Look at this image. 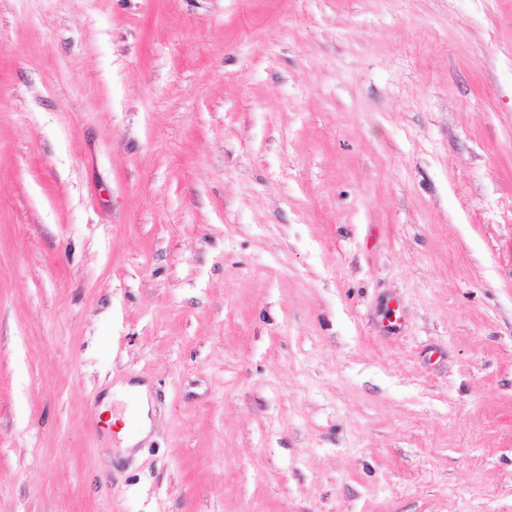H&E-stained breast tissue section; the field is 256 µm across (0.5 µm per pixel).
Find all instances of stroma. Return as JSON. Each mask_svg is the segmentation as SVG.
Segmentation results:
<instances>
[{"label": "stroma", "instance_id": "1", "mask_svg": "<svg viewBox=\"0 0 512 512\" xmlns=\"http://www.w3.org/2000/svg\"><path fill=\"white\" fill-rule=\"evenodd\" d=\"M0 512H512V0H0ZM117 393L120 398L133 399L139 406L141 413V425L139 429L131 432L129 438L125 441L126 446H133L136 444L144 433L148 430L149 419H148V400H147V389L145 386L136 387H118Z\"/></svg>", "mask_w": 512, "mask_h": 512}]
</instances>
